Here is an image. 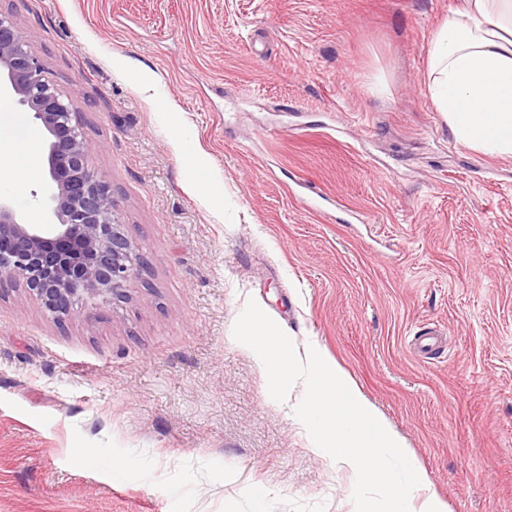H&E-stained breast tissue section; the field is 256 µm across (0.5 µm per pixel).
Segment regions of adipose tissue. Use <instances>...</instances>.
<instances>
[{
	"mask_svg": "<svg viewBox=\"0 0 512 512\" xmlns=\"http://www.w3.org/2000/svg\"><path fill=\"white\" fill-rule=\"evenodd\" d=\"M426 88L455 139L512 156V0H462L433 31Z\"/></svg>",
	"mask_w": 512,
	"mask_h": 512,
	"instance_id": "adipose-tissue-1",
	"label": "adipose tissue"
}]
</instances>
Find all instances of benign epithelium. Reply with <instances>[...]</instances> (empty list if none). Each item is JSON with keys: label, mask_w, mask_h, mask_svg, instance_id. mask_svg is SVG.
<instances>
[{"label": "benign epithelium", "mask_w": 512, "mask_h": 512, "mask_svg": "<svg viewBox=\"0 0 512 512\" xmlns=\"http://www.w3.org/2000/svg\"><path fill=\"white\" fill-rule=\"evenodd\" d=\"M0 76L17 103L47 134L43 179L51 228L25 224L13 203L0 197V277L14 278L54 318L78 307L110 306L147 258L125 233L107 178L92 168L70 96L47 76L12 15L0 13Z\"/></svg>", "instance_id": "1"}]
</instances>
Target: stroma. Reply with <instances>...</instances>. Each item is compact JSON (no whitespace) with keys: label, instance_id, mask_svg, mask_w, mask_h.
<instances>
[{"label":"stroma","instance_id":"obj_1","mask_svg":"<svg viewBox=\"0 0 512 512\" xmlns=\"http://www.w3.org/2000/svg\"><path fill=\"white\" fill-rule=\"evenodd\" d=\"M456 4L0 0L148 259L62 325L0 288V512H356L233 337L250 298L338 363L448 512H512V156L458 143L425 87ZM42 183L0 195L42 225Z\"/></svg>","mask_w":512,"mask_h":512}]
</instances>
